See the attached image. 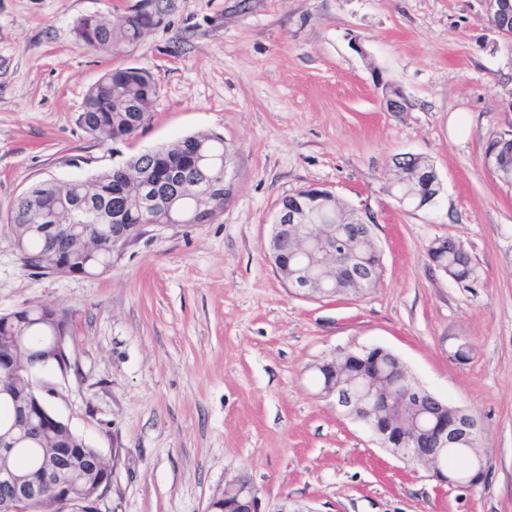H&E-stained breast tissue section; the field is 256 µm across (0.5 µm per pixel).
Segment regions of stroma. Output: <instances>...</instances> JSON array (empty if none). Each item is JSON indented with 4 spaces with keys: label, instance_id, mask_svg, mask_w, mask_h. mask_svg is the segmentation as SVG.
I'll list each match as a JSON object with an SVG mask.
<instances>
[{
    "label": "stroma",
    "instance_id": "obj_1",
    "mask_svg": "<svg viewBox=\"0 0 512 512\" xmlns=\"http://www.w3.org/2000/svg\"><path fill=\"white\" fill-rule=\"evenodd\" d=\"M146 12L143 38L108 56L76 37L93 15ZM116 66L158 95L135 137L102 144L79 124ZM406 107L387 111L377 79ZM512 131V41L483 0H0V314L68 309L70 367L33 380L50 409L117 467L102 512H205L238 477L263 512H512V187L484 165ZM231 153L224 208L148 232L97 276L41 275L8 232L32 184L86 179L186 136ZM429 160L437 204L390 194L393 159ZM331 191L370 215L383 279L360 296L295 295L267 259L277 202ZM451 237L476 279L430 266ZM381 347L482 425L490 469L439 483L342 416L314 368Z\"/></svg>",
    "mask_w": 512,
    "mask_h": 512
}]
</instances>
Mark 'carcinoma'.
Wrapping results in <instances>:
<instances>
[{
  "mask_svg": "<svg viewBox=\"0 0 512 512\" xmlns=\"http://www.w3.org/2000/svg\"><path fill=\"white\" fill-rule=\"evenodd\" d=\"M147 24L129 17L107 21L97 17L82 19L76 35L83 45L109 55H118L124 48L137 41ZM157 97V87L149 73L137 67H116L108 70L90 88L85 96L79 122L92 137L102 142L123 141L144 125ZM484 152L496 157V178L512 186V134L491 133L486 138ZM208 156L215 163H224V139L213 133H197L152 153L130 156L122 165L102 169L88 179L55 183L47 186L37 183L11 207L10 235L14 246L22 254L26 265L37 270H49L59 275L92 276L112 268V232L114 225L123 224L133 233L139 224H170L174 213L170 207L136 205L138 189L164 186L174 174L184 173L193 177L201 156ZM209 197L213 211L224 206V169L207 171ZM394 197L405 200V207L416 209L420 200L417 189L406 181V175L396 171L392 181ZM171 200L177 202L184 215L196 206L194 192L188 186L170 188ZM324 196L328 191L318 188L300 190L283 197L280 203L290 207L306 206L313 195ZM51 224H75L63 244L54 243L46 228ZM338 241L356 245L353 250L337 251V256L322 260L325 280L324 297L359 295L379 287L382 265L376 261L378 248L372 229L364 224L336 225ZM305 237L288 242V259L291 264L305 265L308 261L303 251ZM430 265L442 270L455 282L466 284L474 281L475 267L468 252L452 238H436L427 248ZM11 319L0 314V341L20 327L29 329L28 345L49 349L57 336H68L69 313L57 305L29 304L10 313ZM401 360L392 352L381 356L374 354L352 359L344 354L336 360L318 366V381L325 386L330 381L347 379L357 384L373 378L376 382L392 374ZM15 402L7 397L0 399V428L8 429L15 418ZM400 429L418 424L426 427L433 422L429 415H418L413 408L392 414ZM68 444L73 448L84 446L83 438L60 425L48 433L45 447L54 448ZM39 464L38 448L22 443L9 465L32 472ZM97 475L82 467L65 476V481L85 492L94 487Z\"/></svg>",
  "mask_w": 512,
  "mask_h": 512,
  "instance_id": "obj_1",
  "label": "carcinoma"
}]
</instances>
